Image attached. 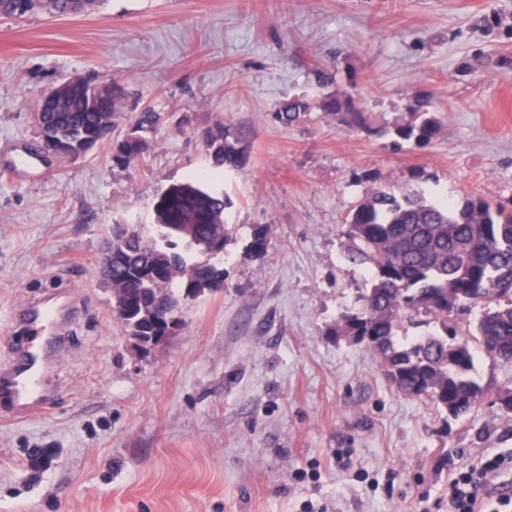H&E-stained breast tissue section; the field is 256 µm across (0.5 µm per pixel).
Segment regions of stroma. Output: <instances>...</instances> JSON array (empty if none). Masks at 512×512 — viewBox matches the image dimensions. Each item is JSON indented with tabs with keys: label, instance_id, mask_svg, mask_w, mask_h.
<instances>
[{
	"label": "stroma",
	"instance_id": "35a3bbf8",
	"mask_svg": "<svg viewBox=\"0 0 512 512\" xmlns=\"http://www.w3.org/2000/svg\"><path fill=\"white\" fill-rule=\"evenodd\" d=\"M92 70L125 88L126 116H162L137 164L108 141L41 155V96ZM337 91L381 126L428 94L439 134L421 147L340 125L322 108ZM294 98L308 118L276 123ZM218 126L248 156L224 172V284L145 352L101 282L104 242L207 172ZM376 186L512 211V0H104L0 18V365L21 306L59 291L75 307L44 377L54 409L0 414V512H436L452 474L512 455L497 400L512 362L475 352L483 395L457 420L331 335L371 286L342 231Z\"/></svg>",
	"mask_w": 512,
	"mask_h": 512
}]
</instances>
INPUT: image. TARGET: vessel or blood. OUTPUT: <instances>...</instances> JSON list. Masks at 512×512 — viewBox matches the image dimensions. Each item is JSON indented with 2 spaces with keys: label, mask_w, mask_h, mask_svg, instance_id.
Returning a JSON list of instances; mask_svg holds the SVG:
<instances>
[{
  "label": "vessel or blood",
  "mask_w": 512,
  "mask_h": 512,
  "mask_svg": "<svg viewBox=\"0 0 512 512\" xmlns=\"http://www.w3.org/2000/svg\"><path fill=\"white\" fill-rule=\"evenodd\" d=\"M16 322L24 337L16 357L0 367V407L27 418L51 411L55 402L45 391L43 379L58 351L59 317L51 306L30 303L20 309Z\"/></svg>",
  "instance_id": "b4317fda"
}]
</instances>
